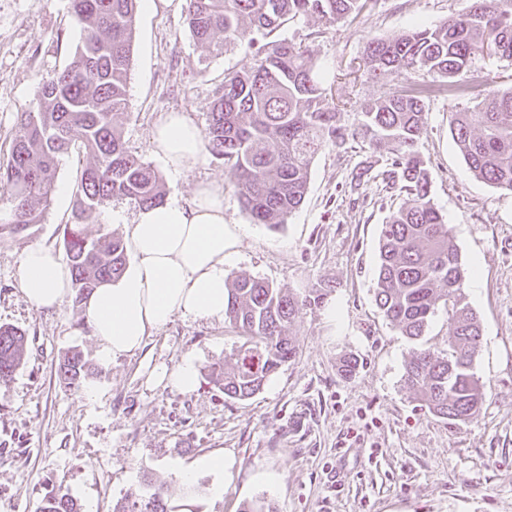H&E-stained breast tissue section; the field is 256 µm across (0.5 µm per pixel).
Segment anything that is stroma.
Instances as JSON below:
<instances>
[{
	"label": "stroma",
	"mask_w": 512,
	"mask_h": 512,
	"mask_svg": "<svg viewBox=\"0 0 512 512\" xmlns=\"http://www.w3.org/2000/svg\"><path fill=\"white\" fill-rule=\"evenodd\" d=\"M470 4L378 0L334 22L288 20L276 36L305 46L324 87L359 105L386 88L428 86L418 150L431 198L448 217L463 265L479 269L477 284L465 288L482 330L474 361L485 395L478 414L452 424L403 387L411 344L375 304L381 230L403 202L382 176L389 154L358 142L323 149L303 203L278 230L252 223L223 162L209 156L186 173L166 165L155 128L170 112L206 127L225 73L250 66L251 56L240 48L202 59L183 25L185 0H153L134 21L121 119L130 150L159 173L166 199H191L201 181L223 186L225 222L246 230L225 266L228 277L246 273L301 297L321 288L325 297L297 320L295 357L246 400L225 397L215 375L243 342L225 319L174 316L138 352L102 362L73 298L39 309L18 285L25 249H63L61 226L88 162L83 153L65 156L39 224L0 240V325L27 334L20 366L0 381V512H40L57 486L81 506L112 512L118 499L142 492L147 473L165 481L178 512H240L258 499L275 512H512V193L476 178L453 140L450 112L474 111V102L432 89L426 73L392 74L380 84L358 68L368 41L434 26ZM79 38L68 0H0V159L39 78L64 68ZM74 347L90 368L70 385L57 368ZM186 356L198 364L195 391L148 384L154 366L171 368ZM344 356L358 360L348 379L338 371ZM300 410L304 427L289 432L288 420ZM212 453L232 461L223 496L212 495L214 476L203 471L198 494L184 498L180 468Z\"/></svg>",
	"instance_id": "1"
}]
</instances>
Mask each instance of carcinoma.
I'll return each instance as SVG.
<instances>
[{"label":"carcinoma","mask_w":512,"mask_h":512,"mask_svg":"<svg viewBox=\"0 0 512 512\" xmlns=\"http://www.w3.org/2000/svg\"><path fill=\"white\" fill-rule=\"evenodd\" d=\"M377 0H185V24L204 59L252 49L249 67L224 76L204 131L207 150L224 160L230 182L256 224L278 229L302 204L311 164L325 147L359 140L393 156L384 180L405 201L383 225L375 302L390 324L415 341L405 363L404 384L429 411L455 424L468 422L484 393L474 373L481 326L466 302L468 276L446 216L430 198L427 162L418 151L426 131L423 99L389 91L364 104L358 121L346 123V97L322 87L306 48L270 39L286 20L315 16L334 22ZM82 37L72 61L39 79L7 160L0 163V239L39 223L50 204L62 157L79 148L89 161L75 190L72 217L62 226L75 304L126 267V248L115 233L95 236L89 225L114 201L136 207L164 201L158 172L126 146L120 118L126 112L137 0H69ZM512 59V0H472L469 10L432 26L370 41L366 73L382 80L392 73L426 72L448 80L460 97L482 81L479 60ZM477 112L450 113L452 137L470 171L512 192V88L485 84ZM322 293L302 298L263 279L238 275L227 282L224 316L245 337L234 361L224 364V396L245 399L296 354L289 334L303 310ZM448 311L447 347L418 343L436 312ZM26 332L0 325V380L21 364ZM87 362L67 351L58 377L79 380ZM41 512H81L77 499L50 493ZM113 512H176L160 480L143 495L125 496Z\"/></svg>","instance_id":"1"}]
</instances>
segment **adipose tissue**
<instances>
[{
  "label": "adipose tissue",
  "mask_w": 512,
  "mask_h": 512,
  "mask_svg": "<svg viewBox=\"0 0 512 512\" xmlns=\"http://www.w3.org/2000/svg\"><path fill=\"white\" fill-rule=\"evenodd\" d=\"M154 143L177 172L205 158L202 132L181 112L165 116ZM126 241L129 269L97 288L86 304L102 361L138 351L173 315L223 318L224 266L240 241L236 225L224 221L223 186L204 183L189 202L168 200L138 209L126 224ZM18 284L28 303L54 309L70 292V268L55 251L33 247L19 257Z\"/></svg>",
  "instance_id": "ef3b65f1"
}]
</instances>
